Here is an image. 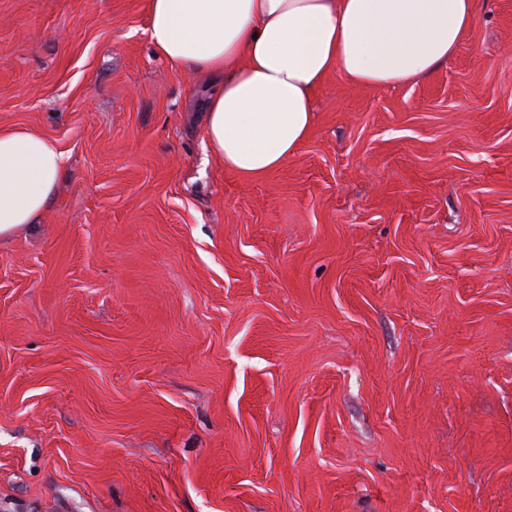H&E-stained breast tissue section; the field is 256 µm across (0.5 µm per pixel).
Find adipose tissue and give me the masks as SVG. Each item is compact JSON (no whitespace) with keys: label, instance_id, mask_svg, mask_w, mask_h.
<instances>
[{"label":"adipose tissue","instance_id":"obj_1","mask_svg":"<svg viewBox=\"0 0 512 512\" xmlns=\"http://www.w3.org/2000/svg\"><path fill=\"white\" fill-rule=\"evenodd\" d=\"M478 9L479 0H148V33L172 65L223 75L205 137L226 169L258 179L307 140L331 74L372 88L414 83L453 56ZM64 169L48 138L0 129V237L40 221Z\"/></svg>","mask_w":512,"mask_h":512}]
</instances>
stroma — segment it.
Returning <instances> with one entry per match:
<instances>
[{"mask_svg": "<svg viewBox=\"0 0 512 512\" xmlns=\"http://www.w3.org/2000/svg\"><path fill=\"white\" fill-rule=\"evenodd\" d=\"M147 0H0V128L65 173L0 240V512H512V0L279 170Z\"/></svg>", "mask_w": 512, "mask_h": 512, "instance_id": "35a3bbf8", "label": "stroma"}]
</instances>
